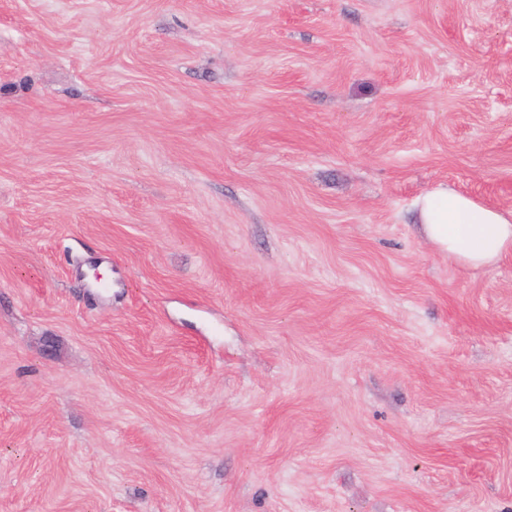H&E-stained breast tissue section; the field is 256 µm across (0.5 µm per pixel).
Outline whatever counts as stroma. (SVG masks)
Instances as JSON below:
<instances>
[{"mask_svg":"<svg viewBox=\"0 0 512 512\" xmlns=\"http://www.w3.org/2000/svg\"><path fill=\"white\" fill-rule=\"evenodd\" d=\"M512 0H0V512H512ZM418 221L448 258L470 268L494 265L512 251V217L439 184L421 198Z\"/></svg>","mask_w":512,"mask_h":512,"instance_id":"stroma-1","label":"stroma"}]
</instances>
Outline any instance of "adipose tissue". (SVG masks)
<instances>
[{
    "instance_id": "ef3b65f1",
    "label": "adipose tissue",
    "mask_w": 512,
    "mask_h": 512,
    "mask_svg": "<svg viewBox=\"0 0 512 512\" xmlns=\"http://www.w3.org/2000/svg\"><path fill=\"white\" fill-rule=\"evenodd\" d=\"M418 221L440 253L470 268L492 266L512 251L511 216L443 184L421 198Z\"/></svg>"
}]
</instances>
